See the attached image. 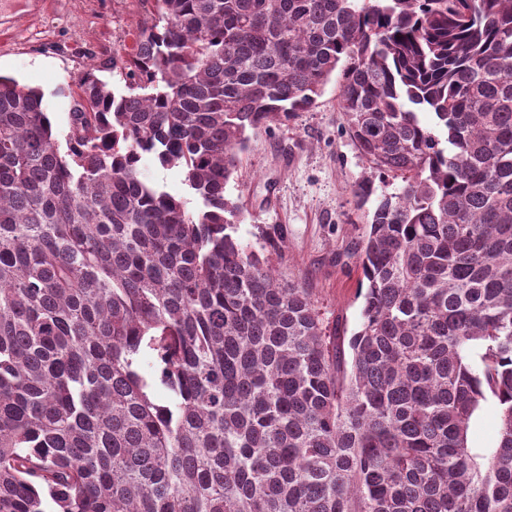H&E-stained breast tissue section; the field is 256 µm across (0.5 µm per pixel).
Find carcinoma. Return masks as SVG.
Wrapping results in <instances>:
<instances>
[{"mask_svg":"<svg viewBox=\"0 0 512 512\" xmlns=\"http://www.w3.org/2000/svg\"><path fill=\"white\" fill-rule=\"evenodd\" d=\"M125 69L81 79L64 152L0 76V512H512V0H152ZM335 74L401 181L348 356L225 195ZM141 174L145 180L163 186L171 194L189 198L187 188L177 171L163 169L153 160L145 159L141 165ZM499 416L493 402L484 403L471 419L468 443L473 452L483 454L493 448L498 439Z\"/></svg>","mask_w":512,"mask_h":512,"instance_id":"cac0c4a2","label":"carcinoma"}]
</instances>
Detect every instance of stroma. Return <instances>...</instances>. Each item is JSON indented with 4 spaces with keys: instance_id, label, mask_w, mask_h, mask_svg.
Returning a JSON list of instances; mask_svg holds the SVG:
<instances>
[{
    "instance_id": "35a3bbf8",
    "label": "stroma",
    "mask_w": 512,
    "mask_h": 512,
    "mask_svg": "<svg viewBox=\"0 0 512 512\" xmlns=\"http://www.w3.org/2000/svg\"><path fill=\"white\" fill-rule=\"evenodd\" d=\"M31 14L14 0V23L0 32V75L44 94L43 106L57 135L68 130L78 101L77 84L90 68L110 86H122L119 64L134 47L136 25L148 13L146 0H45ZM339 80L331 78L317 105L285 125L253 136L238 177L226 188L242 208L238 237L258 244L282 231V278L314 288L326 321L351 335L358 327L363 276L352 255L366 224L355 206V185L368 176L338 107ZM494 403L471 419L468 443L482 454L498 439Z\"/></svg>"
}]
</instances>
